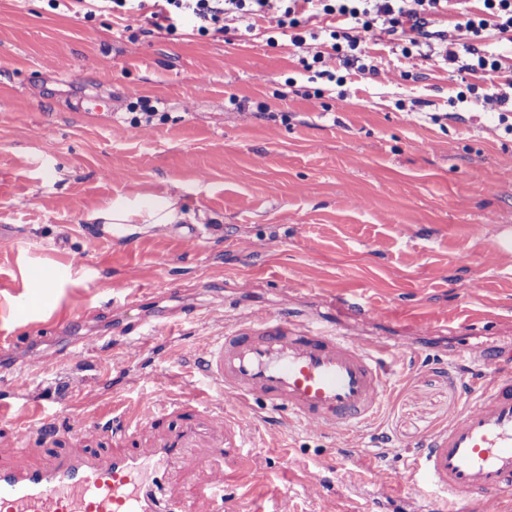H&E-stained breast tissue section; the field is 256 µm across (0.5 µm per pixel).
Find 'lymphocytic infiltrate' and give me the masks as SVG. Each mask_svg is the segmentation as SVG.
Here are the masks:
<instances>
[{
    "label": "lymphocytic infiltrate",
    "instance_id": "lymphocytic-infiltrate-1",
    "mask_svg": "<svg viewBox=\"0 0 512 512\" xmlns=\"http://www.w3.org/2000/svg\"><path fill=\"white\" fill-rule=\"evenodd\" d=\"M450 8L457 11V28L470 33L474 42L464 53L447 51L449 65L465 72H499V60L475 41L490 28L512 34V0H480L476 8L471 7L470 0H160L151 17L171 33L191 23L200 34L216 35L224 33L226 20L261 18L275 9L280 13L278 29L291 30L290 41L297 47L304 42L296 32L301 18H329L323 38L330 53L313 57L323 78L328 58H337L347 66L360 61L366 54L360 33L379 22L386 34L398 41L402 57H409L412 48L435 38L434 15Z\"/></svg>",
    "mask_w": 512,
    "mask_h": 512
}]
</instances>
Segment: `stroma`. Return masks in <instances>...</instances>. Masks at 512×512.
<instances>
[{
  "label": "stroma",
  "instance_id": "obj_1",
  "mask_svg": "<svg viewBox=\"0 0 512 512\" xmlns=\"http://www.w3.org/2000/svg\"><path fill=\"white\" fill-rule=\"evenodd\" d=\"M275 25L171 34L143 16L84 19L48 0H0V340L15 343L0 353V408L31 428L53 412L70 429L32 453L0 446V464L111 455L118 444L80 429L83 415L134 412L159 389L204 394L198 352L249 311L286 310L412 358L388 364L379 413L344 435L253 410L248 469L225 484L229 504L431 507L435 491L408 465L464 404L460 350L512 352V136L495 94L512 77V42L485 32L502 71L483 78L448 71L437 39L398 60L376 30L365 43L378 76L339 66L333 85L302 65L320 42L269 45ZM470 83L485 97L450 104ZM97 93L111 95V112L69 111ZM149 101L169 120L132 127ZM264 106L275 119L259 117ZM165 193L200 215L196 252L175 226L127 245L84 220L117 195ZM140 318L172 343L82 350L83 337ZM24 369L28 384L13 391Z\"/></svg>",
  "mask_w": 512,
  "mask_h": 512
}]
</instances>
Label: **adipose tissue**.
<instances>
[{"instance_id":"1","label":"adipose tissue","mask_w":512,"mask_h":512,"mask_svg":"<svg viewBox=\"0 0 512 512\" xmlns=\"http://www.w3.org/2000/svg\"><path fill=\"white\" fill-rule=\"evenodd\" d=\"M177 196L144 199L142 197L116 196L107 206L93 209L85 216L86 223L102 225L105 231L119 236L135 235L141 224H177L185 221Z\"/></svg>"}]
</instances>
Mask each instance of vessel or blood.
<instances>
[{"mask_svg":"<svg viewBox=\"0 0 512 512\" xmlns=\"http://www.w3.org/2000/svg\"><path fill=\"white\" fill-rule=\"evenodd\" d=\"M366 340L339 336L314 321L288 313L256 310L205 347L197 357L201 376L241 407L262 403L273 414L290 415L307 427L346 430L370 421L388 384L380 358ZM491 385L471 383L467 408L457 411L418 450L413 476L443 493L448 512H471L512 493V369L497 359ZM200 403L157 395L130 416L97 415L87 424L124 440V451L99 461L64 456L47 467L0 465V512H194L192 502L167 496L170 466L200 464L191 447L204 445L212 456L243 465L241 419L211 414L197 426ZM181 414L180 425L169 423ZM161 428L151 452L137 449L140 428ZM211 512H227L224 471L198 491Z\"/></svg>","mask_w":512,"mask_h":512,"instance_id":"vessel-or-blood-1","label":"vessel or blood"}]
</instances>
